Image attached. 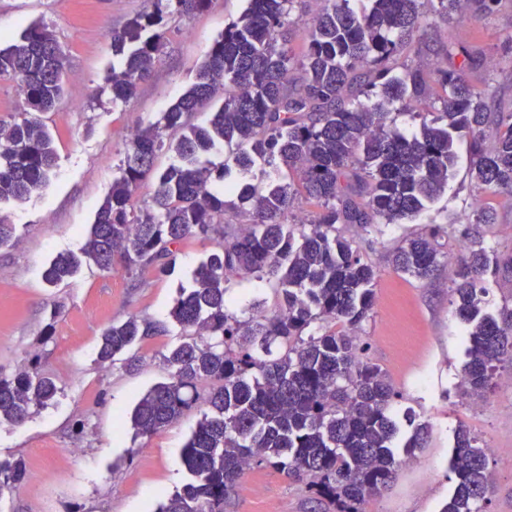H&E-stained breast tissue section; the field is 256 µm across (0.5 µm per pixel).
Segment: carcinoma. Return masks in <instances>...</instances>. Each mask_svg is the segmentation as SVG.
<instances>
[{
	"label": "carcinoma",
	"instance_id": "carcinoma-1",
	"mask_svg": "<svg viewBox=\"0 0 512 512\" xmlns=\"http://www.w3.org/2000/svg\"><path fill=\"white\" fill-rule=\"evenodd\" d=\"M347 2L324 0L304 31L306 49L296 66L288 47L295 0H248L213 42L187 93L132 138L82 258L60 255L44 270L53 286L73 277L83 261L131 275L158 262L166 272L187 238L221 236L170 311L185 336L163 355L168 380L146 391L130 417L136 435H151L185 410L206 406L182 450L192 481L159 512H224V498L245 471L260 466L310 481L337 512H358L367 497L387 490L402 464L391 415L395 392L377 366L362 360L365 346L355 334L373 308L377 274L340 226L418 217L448 187L463 139L478 189L512 196V109L488 113V94L465 78L470 56L461 53L444 70L400 66L409 43L431 25L421 0H370L364 11ZM151 4V11L112 32L113 49L125 54L106 77L114 101L129 100L160 59L166 19L200 12L210 0ZM1 75L19 82L25 113L19 122L0 123V203L43 189L56 166L54 138L37 114L53 111L63 98L66 69L47 25H30L19 41L0 49ZM353 84L377 101L352 102L347 90ZM434 84L444 92L443 111L418 134L392 129L391 113L410 110L413 98ZM219 91L211 130L188 126L192 113ZM490 122L497 132L487 145ZM215 136L228 147H250L232 157L243 171L258 158L291 173L287 182L243 187L238 197L249 205L247 219L233 229L224 220L225 194L233 185L213 186L215 169L224 177L229 168L199 158ZM162 151L175 152L180 163L157 175L151 203L139 206L136 191ZM301 196L321 210L309 224H290L288 208ZM441 255L433 231L395 247L392 264L426 280ZM489 267L485 248L468 251L450 289L469 325L463 381L476 395L495 387L500 363L512 362V307L503 306L496 317L483 312L479 283ZM229 273L275 280L283 304L271 314L239 319L227 305ZM332 322L345 329L327 327ZM161 332L135 317L113 324L102 334L99 360L112 364L136 339ZM57 393L55 381L37 366L1 375L0 424L24 423ZM426 433L427 426H417L403 453L424 447ZM452 471L455 493L442 512H481L491 479L486 455L464 429L456 435ZM28 476L22 464H0L1 488Z\"/></svg>",
	"mask_w": 512,
	"mask_h": 512
}]
</instances>
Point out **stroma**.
Wrapping results in <instances>:
<instances>
[{
	"mask_svg": "<svg viewBox=\"0 0 512 512\" xmlns=\"http://www.w3.org/2000/svg\"><path fill=\"white\" fill-rule=\"evenodd\" d=\"M246 5L211 0L202 12L170 17L166 47L150 76L130 100L115 104L104 90L107 72L121 61L110 33L150 11V0H0V48L33 22H45L65 52L68 74L63 100L40 115L57 152L47 187L0 205V220L15 227L13 241L0 246V374L36 363L59 387L53 405L22 424H0V463L19 461L39 473L38 480L0 491V512H157L189 480L181 453L203 406L148 436L135 435L130 414L143 393L168 377L162 356L183 339L169 312L217 239H186L165 274L147 267L130 276L85 265L56 288L42 274L56 256L80 253L136 129L156 122L192 86L214 40ZM461 47L472 60L470 86L490 92L489 111L512 109V0H499L488 12L471 5L460 17L435 16L405 60L432 67ZM470 166L467 146H459L453 180L416 221L343 229L377 272L375 305L361 329L364 358L389 375L398 394L399 439L418 424L429 430L416 461L359 512H441L454 491L448 458L462 428L479 445L501 449L487 459L493 491L484 512H512V386L461 399L466 326L448 302L447 268L417 281L390 261L403 239L434 229L451 261L460 258L462 242L492 255L512 251V196L479 192ZM480 207L493 211V224L459 223ZM227 299L245 317L256 300L273 311L280 295L268 280L240 276L230 281ZM132 316L167 331L136 340L114 366H100L103 330ZM270 505L275 512H336L307 482L270 467L247 471L224 512H266Z\"/></svg>",
	"mask_w": 512,
	"mask_h": 512,
	"instance_id": "1",
	"label": "stroma"
}]
</instances>
